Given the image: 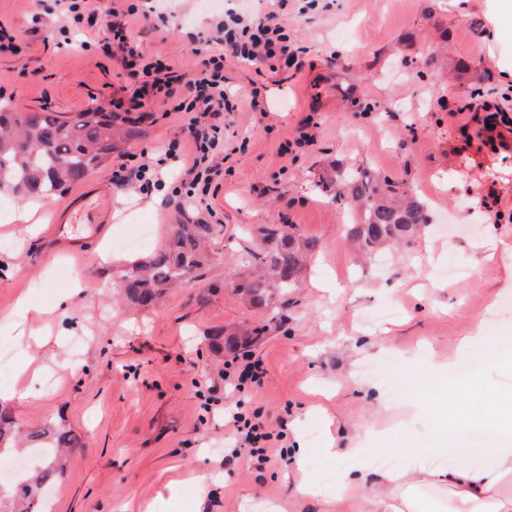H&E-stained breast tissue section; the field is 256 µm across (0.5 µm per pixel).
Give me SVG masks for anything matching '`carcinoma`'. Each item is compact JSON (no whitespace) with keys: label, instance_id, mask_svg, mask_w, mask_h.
I'll list each match as a JSON object with an SVG mask.
<instances>
[{"label":"carcinoma","instance_id":"obj_1","mask_svg":"<svg viewBox=\"0 0 512 512\" xmlns=\"http://www.w3.org/2000/svg\"><path fill=\"white\" fill-rule=\"evenodd\" d=\"M139 134L137 119L88 106L70 116L37 110L29 119L11 101L0 100V191L21 199L49 198L83 180L90 162L112 157L114 143ZM323 193L349 209L357 207L359 217L348 225V236L366 254L383 245L411 237L430 223L425 208L403 199V188L388 179L350 169L321 182ZM212 224L182 215L167 242L149 256L134 261L121 275L126 300L150 309L168 288L185 283L208 261L206 242L214 234ZM260 247L254 254L256 274L237 284L251 303L268 308L285 318L288 291L296 287L305 259L317 249V242L300 234L293 224H278L258 230ZM269 326L255 327L243 334L220 330L211 336L215 352L237 355L262 336ZM41 450L46 465L30 475L22 474L7 490L0 489V512H52L44 489L54 485L61 464L62 449L74 448L78 438L54 425L23 434L12 413L0 407V448H19L25 443Z\"/></svg>","mask_w":512,"mask_h":512}]
</instances>
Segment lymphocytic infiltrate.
Here are the masks:
<instances>
[{"label": "lymphocytic infiltrate", "instance_id": "lymphocytic-infiltrate-1", "mask_svg": "<svg viewBox=\"0 0 512 512\" xmlns=\"http://www.w3.org/2000/svg\"><path fill=\"white\" fill-rule=\"evenodd\" d=\"M277 7L262 15L247 12H225L216 24L215 40L223 51L202 60L193 74L176 70L167 60L145 56L132 37L127 17L135 15L136 6L125 10L110 9L106 27L112 35V46L121 64L137 76L138 83L129 101L131 109H140L145 102L171 101L172 111L182 114L188 129L186 143L165 147L161 158L140 163L133 175L142 188H149L148 176L156 172L162 160L180 158L190 153V163L183 170L197 203H204L213 182L223 173V113L233 111V98L224 84V59L233 57L252 64L266 65L282 61L298 65L301 47L288 35V25L281 13L287 0H275ZM225 423L231 426L236 447L233 458L249 456L258 462L287 461L279 447L282 433L269 431L259 411L239 408L228 412Z\"/></svg>", "mask_w": 512, "mask_h": 512}]
</instances>
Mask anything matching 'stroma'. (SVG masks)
Returning <instances> with one entry per match:
<instances>
[{"label": "stroma", "mask_w": 512, "mask_h": 512, "mask_svg": "<svg viewBox=\"0 0 512 512\" xmlns=\"http://www.w3.org/2000/svg\"><path fill=\"white\" fill-rule=\"evenodd\" d=\"M133 2L139 11L128 22L143 53L187 74L198 69L195 49L222 11L169 0L161 20L151 0ZM112 3L91 0L95 24L70 46L39 0H0V25L15 44L0 53V95L20 111L70 114L91 103L115 111L135 81L104 50ZM286 20L304 48L299 67L258 73L224 62L239 109L224 115V173L205 205L192 204L173 163L161 171L156 210L138 181L112 183L121 166L186 140L181 115L160 101L140 108L138 137L41 200L38 235L16 233L21 202L0 191L9 209L0 215V317L22 296L49 312L42 342L21 318L0 334L11 351L0 387H15L7 406L23 427L60 424L81 440L55 485L53 512H368L380 469L349 486L342 506L323 471H346L353 448L396 466L437 448L448 466L465 467L483 444L455 423L471 408L467 381L490 373L500 397L512 398V370L497 364L512 356V249L488 248L493 239L512 246V133L492 138L482 123L512 113V84L502 78L512 67V16L491 40L485 0L462 10L451 0H330L304 12L290 0ZM255 89L266 113L249 109ZM303 126L314 142L299 148ZM353 165L403 184L430 224L380 255L358 254L347 238L352 214L318 188ZM182 205L216 227L210 264L152 309L113 303L121 270L165 242ZM266 224L295 225L317 242L279 330L271 311L231 286L251 269ZM78 278L90 287L75 296ZM261 324L269 330L252 354L267 374L245 402L270 429H286L301 455L286 466H228L235 441L224 412L237 397L203 408L204 394L224 384L209 337ZM28 356L40 374L16 382ZM382 363L398 400L373 373ZM332 442L340 455L327 454ZM303 481L317 497L298 492Z\"/></svg>", "instance_id": "obj_1"}]
</instances>
